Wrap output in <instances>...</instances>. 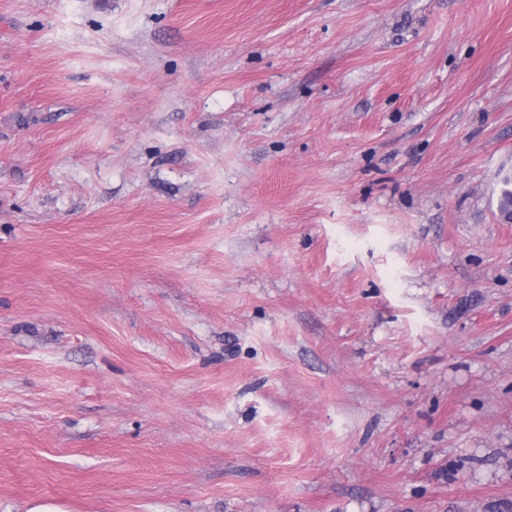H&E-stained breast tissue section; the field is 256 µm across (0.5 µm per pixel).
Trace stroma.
<instances>
[{
  "mask_svg": "<svg viewBox=\"0 0 512 512\" xmlns=\"http://www.w3.org/2000/svg\"><path fill=\"white\" fill-rule=\"evenodd\" d=\"M512 0H0V512H512Z\"/></svg>",
  "mask_w": 512,
  "mask_h": 512,
  "instance_id": "1",
  "label": "stroma"
}]
</instances>
